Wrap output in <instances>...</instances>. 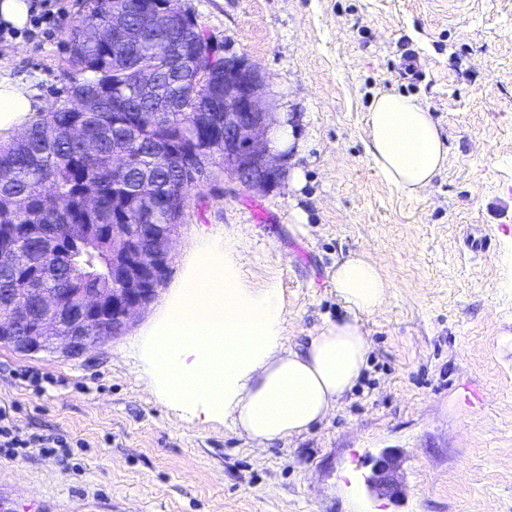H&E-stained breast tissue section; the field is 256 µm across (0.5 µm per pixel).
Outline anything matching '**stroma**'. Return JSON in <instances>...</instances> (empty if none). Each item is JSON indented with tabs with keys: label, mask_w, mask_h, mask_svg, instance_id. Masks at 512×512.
Listing matches in <instances>:
<instances>
[{
	"label": "stroma",
	"mask_w": 512,
	"mask_h": 512,
	"mask_svg": "<svg viewBox=\"0 0 512 512\" xmlns=\"http://www.w3.org/2000/svg\"><path fill=\"white\" fill-rule=\"evenodd\" d=\"M90 0H63L51 35L0 41V71L52 110L70 83L67 41ZM227 54L267 75L295 115L291 174L262 193L218 178L191 194L155 301L83 354L0 346V405L20 437L68 439L66 458L0 455V483L112 512H512V0H182ZM387 91L421 102L448 147L416 196L386 183L365 115ZM238 245L252 287L281 289L287 345L345 309L337 257L366 252L389 285L363 318L368 367L335 413L255 447L232 422L157 402L138 343L200 240ZM488 237L474 253L467 237ZM49 377L45 392L31 375ZM392 452L395 498L365 483Z\"/></svg>",
	"instance_id": "stroma-1"
}]
</instances>
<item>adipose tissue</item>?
Masks as SVG:
<instances>
[{
	"label": "adipose tissue",
	"instance_id": "adipose-tissue-1",
	"mask_svg": "<svg viewBox=\"0 0 512 512\" xmlns=\"http://www.w3.org/2000/svg\"><path fill=\"white\" fill-rule=\"evenodd\" d=\"M41 108L27 82L0 75V133L22 129ZM365 131L375 168L404 194L424 191L444 166L446 143L416 99L378 94ZM236 253L218 236L196 250L149 327L141 360L166 405L207 421L230 419L266 446L308 431L355 387L370 351L361 319L384 308L388 285L366 253L337 260L332 284L346 315L294 348L284 341L279 286L251 287Z\"/></svg>",
	"mask_w": 512,
	"mask_h": 512
}]
</instances>
